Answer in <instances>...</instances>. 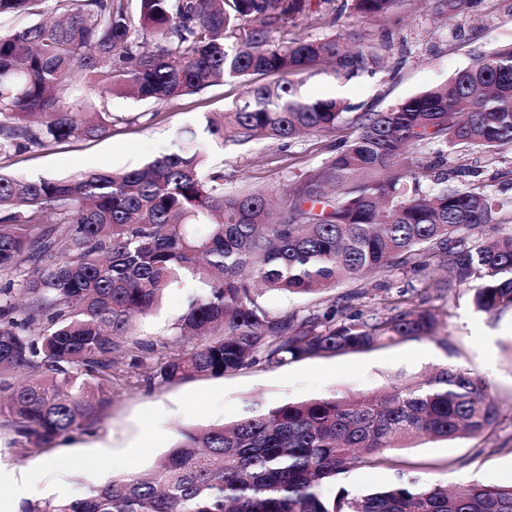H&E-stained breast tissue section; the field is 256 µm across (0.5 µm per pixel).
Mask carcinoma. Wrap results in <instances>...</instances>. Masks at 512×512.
Segmentation results:
<instances>
[{
    "label": "carcinoma",
    "instance_id": "carcinoma-1",
    "mask_svg": "<svg viewBox=\"0 0 512 512\" xmlns=\"http://www.w3.org/2000/svg\"><path fill=\"white\" fill-rule=\"evenodd\" d=\"M42 0H0V17L36 15ZM56 0L57 16L0 33V159L112 128L71 92L167 104L226 79L242 99L203 133L224 147L261 135L284 145L305 132H334L349 106L305 98L291 76L324 59L336 77L364 67L336 36L284 40L312 0ZM360 17L394 0H348ZM470 0H437L451 21ZM274 73L273 85L248 77ZM319 170L303 174L268 220L266 192L224 190V168L206 166L198 134L145 166L67 178L20 177L0 166V375L35 374L0 398V422L16 442L44 448L88 433L110 403L112 378L134 351L184 337L189 354L160 363L161 383L222 376L256 363L336 354L430 336L438 318L424 297L398 291L404 311L338 314L336 303L273 314L268 292L316 297L366 272L370 290L391 292L396 271L449 266L438 283L467 287L488 314L512 309V224L478 187L431 193L421 181L441 162L394 160L424 143L492 151L512 144V43L479 52L448 82L384 111L364 112ZM203 284L173 338L142 345L134 318L151 313L185 277ZM500 417L485 381L438 365L376 396H320L258 407L229 424L180 432L149 470L89 489L80 498L28 502L22 512H512V485L401 482L351 495L323 489L356 463L387 464L386 452L422 440L483 435Z\"/></svg>",
    "mask_w": 512,
    "mask_h": 512
}]
</instances>
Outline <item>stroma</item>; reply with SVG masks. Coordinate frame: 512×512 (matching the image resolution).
Here are the masks:
<instances>
[{
	"label": "stroma",
	"instance_id": "1",
	"mask_svg": "<svg viewBox=\"0 0 512 512\" xmlns=\"http://www.w3.org/2000/svg\"><path fill=\"white\" fill-rule=\"evenodd\" d=\"M336 26L318 19L285 29V37L321 39L337 35L357 52L373 47L378 63L347 81L336 67L320 63L302 74L307 97L337 96L350 116L395 105L416 92L444 83L468 66L474 54L512 43V0H472L454 24L438 14L434 0H395L383 19L367 20L344 10ZM240 83L228 81L158 106L122 95L100 94L85 87L80 95L91 110L108 111L117 121L110 135L74 139L17 154L7 161L26 177L66 176L78 171L139 167L170 148L177 132L203 131L207 117L232 108L241 98ZM342 133H310L288 146L257 139L244 146L209 148V162L224 168V187L288 194L303 174L319 169L335 154ZM469 170V179L498 198L503 219L512 218V148L494 153L472 150L448 154L443 167L448 184L460 186L453 172ZM437 272L396 274L397 286L426 296L440 326L435 337L406 341L367 352L323 355L279 367L259 363L224 375L202 376L172 384L150 381L161 355L144 354V364L126 369L112 386L110 406L93 432L76 433L50 449L24 448L14 433L0 426V467L24 472L38 500L64 493L72 498L110 478L150 469L173 446L181 431L238 420L252 407L323 395H372L401 378L417 376L440 364L470 368L498 398L497 427L484 436L456 441L423 440L390 450V465L360 464L337 475V487L363 494L416 479L450 486L512 484V310L496 315L476 311L467 288L437 293ZM200 283L189 280L168 289L158 307L134 324L135 340L156 341L171 335L190 296ZM111 456L99 469L90 458Z\"/></svg>",
	"mask_w": 512,
	"mask_h": 512
}]
</instances>
